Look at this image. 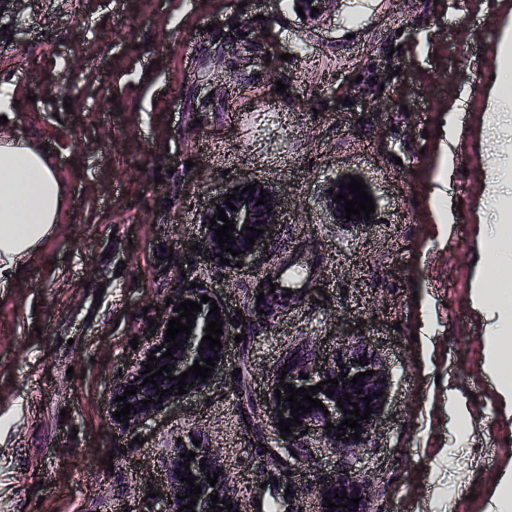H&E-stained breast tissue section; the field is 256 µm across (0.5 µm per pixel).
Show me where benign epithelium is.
<instances>
[{
  "label": "benign epithelium",
  "instance_id": "7a95c632",
  "mask_svg": "<svg viewBox=\"0 0 512 512\" xmlns=\"http://www.w3.org/2000/svg\"><path fill=\"white\" fill-rule=\"evenodd\" d=\"M249 184L256 185V191L252 194L244 193L242 194V199H233L231 203H233L237 210L233 211L226 204L225 195L233 193V187L229 186L224 188V194L214 198L209 206L207 217L211 218L215 213H217L216 207L220 206L224 208L228 219L232 220L236 225V231L232 232V235L236 238V243L231 245V248L235 250L243 251V254L240 256H232L230 253H224V258L230 260V265H235L239 261H247L252 258L256 254L263 251L266 243L271 237L274 228L276 227L275 221L279 220L280 212L278 207V200L275 193L268 189V186L265 185L264 182H255V181H242L237 183V187L243 189L245 186ZM266 191V200L267 204L256 205L257 200L260 198V190ZM249 224V226H258V228L262 229V232H248L242 230L244 224ZM251 234V236L255 237V244L248 245L246 244V234ZM207 294V290L203 288H187L180 289L179 297L177 298L174 305H172V310L168 311L166 315V320L161 324L156 336L150 342V344L146 347L141 356L139 362L134 366V369L130 372L127 379L112 388L111 399V408L112 410H120L123 408V403L116 401V397L124 395L125 387L129 385H135L138 387L137 394L131 395L127 397L126 402L134 405V412L130 413L129 420L126 423H121V426H129L131 429L138 428L144 425L149 419H151L155 414L159 411L167 408L169 405L179 401L181 396L177 395V392H172L171 395L163 398V403L154 404L151 403L147 407H142L140 401L147 400L149 398L158 399V395H156V390L153 389V384L149 383L147 385L143 384V380L139 379L141 376V372L145 370V364L148 363L147 355L153 353L156 358L159 359L158 366H163L165 364L175 366V369L172 370V375L178 376L181 373L187 371L189 367L193 366L194 361H199V365H204V362L200 361V357H214L216 355L221 357V360L216 362V366L214 367V371L212 374H217L219 372L224 371V360H222V356H224V349H218V352L214 353L210 351V349H205L203 351L199 350V346L201 343V339L205 336L204 328L207 326V322L214 319V315L210 314V303L201 304L202 311L196 313V319L193 320L194 328H192V333L186 335L184 333L178 334V338L187 340V344L183 345V349L172 352L173 359H168L162 357V353L167 351V348L162 346V343L166 342L165 339V331L168 328L169 320L173 317H178L179 313L175 312V308L179 303L183 302L186 299L191 301L200 300V296ZM161 347V351H156V347ZM345 364L344 369H339V366L336 364H325L320 362L315 355H310L308 358L303 359H295L292 358L288 360L287 367L283 368L281 366L277 367L273 374V379L271 383V391L268 393V398L266 400V405L269 410V414L273 422L277 423L280 419H285V422H290L292 416L290 415V409H288L289 402L283 401L278 402V398L275 397L274 389L279 387V382L285 381L291 384L295 388L304 387L307 388L309 386H314L317 383L333 378L339 379L338 386H331V384L325 383L323 388H332L334 391L333 397L329 398L323 392L319 391L314 398L319 399L325 405V408L328 409L329 414H324L323 411L318 408H312V412L306 413L304 415L299 416V420L302 421V425L292 427V435L286 437V441H288V450L299 451V447L301 446L300 440L296 439V436L300 435V432L306 428L311 430H315L324 439L329 448L335 451L337 454L341 456H351L356 453V450L359 446V441L350 438H336V435L339 434V431L333 429L331 431L325 430V426L327 423L331 422L333 425H338L345 418H350V415L343 414V409L347 408L349 410H354L353 403H358V407L360 411H365V406H370L373 408L374 413L371 414V418H376L381 412V406L385 405L388 398L389 391V382H387V378H389V369L387 365L376 358L375 356L369 354L364 355L362 353L354 354L349 358L343 361ZM288 371L287 376H281L282 371ZM366 370L374 371V374L371 376H367L363 379L362 382L351 385L350 380L358 375L361 372ZM305 373L309 375V378L302 379L300 378V373ZM347 373V377H342V373ZM362 391V394H356V391ZM383 392V395L378 398H372V401L368 404L360 401V396L371 395L375 392ZM349 394L352 396V400L346 401L344 400V395ZM343 398L342 404H344V408H339L337 406V398ZM195 452V459L189 461L185 457H180L178 455L172 457L169 461L168 472H167V492H166V500L172 501L170 504V509L168 512H177L180 506L185 505L189 502V499L185 498V494L189 493L190 485L186 482H181L180 478L186 477L188 475L195 478V483L201 485L202 493L199 494V498H197V505L194 506L195 512H207L210 509V505H212V501L210 500V495H218L219 503L217 506H222V503L226 502L228 504H233V509L239 510V512H249L246 509L245 504L242 500L237 497L231 495L227 492L224 486V476H219L217 479V483L215 486H210L207 483V476L205 473H215L217 472V467L221 466V463L217 458L210 453V451L203 448H182L180 452L189 453ZM189 462L190 470H185V468L179 467V463ZM206 464V467H201V464ZM180 469V473H175V469ZM347 492V498L340 499L335 497V494H340L342 492ZM315 494L319 499L320 504V512H326L328 510V504L324 501V498L331 499L332 502L337 504V508L333 509V512H367V491L365 487L358 481L356 475L352 472L347 473H338L336 476L332 478H328L324 480L322 483L318 485L315 489ZM361 497L359 501V506H354V504L347 503V499L352 498L354 496ZM348 504V507H343V504Z\"/></svg>",
  "mask_w": 512,
  "mask_h": 512
}]
</instances>
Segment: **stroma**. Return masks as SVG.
Returning a JSON list of instances; mask_svg holds the SVG:
<instances>
[{
  "instance_id": "obj_1",
  "label": "stroma",
  "mask_w": 512,
  "mask_h": 512,
  "mask_svg": "<svg viewBox=\"0 0 512 512\" xmlns=\"http://www.w3.org/2000/svg\"><path fill=\"white\" fill-rule=\"evenodd\" d=\"M511 23L512 0H330L315 18L294 0H6L0 136L41 147L65 198L0 287V512H164L160 476L191 437L253 512H313V484L344 470L369 488L368 512H487L512 417L472 283L480 239L512 237V111L487 96ZM463 91L447 226L431 177ZM348 174L374 199L370 223L336 218ZM250 178L282 219L232 270L211 260L203 222L211 197ZM193 282L223 299L241 342L203 395L117 428L113 386ZM310 350L378 355L390 389L354 455L310 436L295 464L264 400L276 366Z\"/></svg>"
}]
</instances>
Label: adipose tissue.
I'll use <instances>...</instances> for the list:
<instances>
[{
  "mask_svg": "<svg viewBox=\"0 0 512 512\" xmlns=\"http://www.w3.org/2000/svg\"><path fill=\"white\" fill-rule=\"evenodd\" d=\"M463 99L448 108V135L441 143L432 181V213L437 223L453 217L447 209L448 172L461 127ZM63 187L44 152L21 137L0 138V280L34 254L57 222Z\"/></svg>",
  "mask_w": 512,
  "mask_h": 512,
  "instance_id": "adipose-tissue-1",
  "label": "adipose tissue"
}]
</instances>
